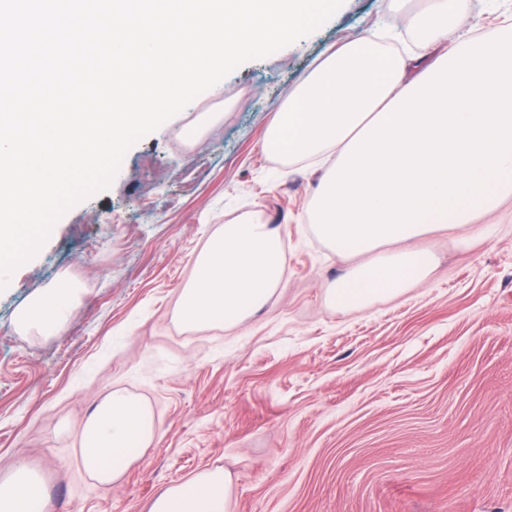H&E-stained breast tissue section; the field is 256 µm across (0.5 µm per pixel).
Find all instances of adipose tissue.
<instances>
[{"instance_id": "obj_1", "label": "adipose tissue", "mask_w": 512, "mask_h": 512, "mask_svg": "<svg viewBox=\"0 0 512 512\" xmlns=\"http://www.w3.org/2000/svg\"><path fill=\"white\" fill-rule=\"evenodd\" d=\"M469 0H426L404 25L425 41L453 47L406 79L408 62L351 41L324 58L288 95L267 132L268 150L296 162L331 160L309 207L317 236L331 250L370 255L328 290L330 305L354 310L421 282L432 262L406 241L473 222L512 199V33L465 37ZM279 234L257 218L222 227L197 256L179 296L187 327H230L266 306L284 282ZM77 289L59 284L17 315L21 330L59 333ZM150 404L132 393L107 394L87 417L80 445L85 471L116 481L155 442ZM231 479L205 471L162 491L149 512H229ZM49 494L27 465L0 470V512H47Z\"/></svg>"}]
</instances>
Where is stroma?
<instances>
[{
	"mask_svg": "<svg viewBox=\"0 0 512 512\" xmlns=\"http://www.w3.org/2000/svg\"><path fill=\"white\" fill-rule=\"evenodd\" d=\"M470 34L512 30V0H471ZM395 32L426 66L449 50L406 29L391 0H344L318 29L245 62L126 153L108 189L56 223L0 291V466L46 484L48 512H149L167 487L221 468L230 512H512V201L412 241L427 278L350 311L328 288L368 255L331 251L310 197L323 168L264 146L316 60ZM274 227L284 285L237 326L173 317L195 257L224 225ZM78 302L59 335L16 326L41 290ZM122 389L158 437L120 479L83 469V423Z\"/></svg>",
	"mask_w": 512,
	"mask_h": 512,
	"instance_id": "35a3bbf8",
	"label": "stroma"
}]
</instances>
